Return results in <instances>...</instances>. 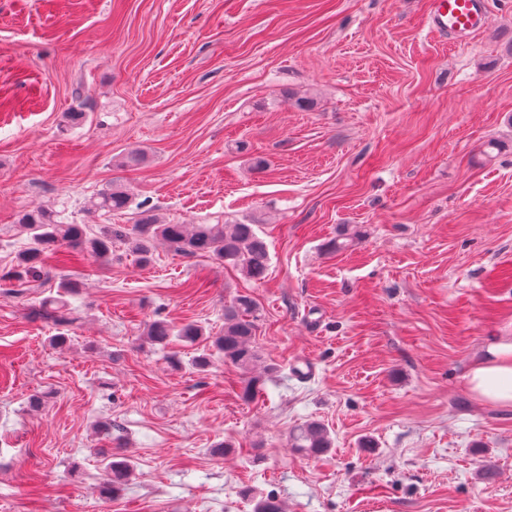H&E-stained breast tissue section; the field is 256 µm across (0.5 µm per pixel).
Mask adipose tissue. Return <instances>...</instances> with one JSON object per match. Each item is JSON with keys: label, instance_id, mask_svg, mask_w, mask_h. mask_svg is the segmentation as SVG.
Instances as JSON below:
<instances>
[{"label": "adipose tissue", "instance_id": "adipose-tissue-1", "mask_svg": "<svg viewBox=\"0 0 512 512\" xmlns=\"http://www.w3.org/2000/svg\"><path fill=\"white\" fill-rule=\"evenodd\" d=\"M471 394L480 402L512 407V337L487 345L465 376Z\"/></svg>", "mask_w": 512, "mask_h": 512}]
</instances>
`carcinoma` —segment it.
I'll return each mask as SVG.
<instances>
[{"mask_svg": "<svg viewBox=\"0 0 512 512\" xmlns=\"http://www.w3.org/2000/svg\"><path fill=\"white\" fill-rule=\"evenodd\" d=\"M132 203V194L121 184H114L89 202L90 212H120ZM18 224L26 233L28 247L18 253L15 268L5 274L11 287L25 291L46 275L45 268L58 258L56 251L63 248L72 257L87 252L97 258L112 253V245L124 243L146 265L152 260L156 244L161 242L176 255L207 256L237 270L245 279L260 283L268 273L269 253L265 241L252 224H165L143 211L134 224H108L90 237L84 224H66L50 217L42 208L23 213ZM41 307L47 317L57 325L75 321L74 311L62 300L45 299ZM257 306L248 295L236 296L224 306V333L213 337L212 346L224 362L241 373L240 397L255 400L264 390L266 379L277 373V367L262 365L261 353L255 344ZM203 329L194 323L175 325L164 320L148 324L145 336L152 345L166 347L176 337L195 343ZM289 445L307 457H318L332 447V438L325 426L311 421L289 434ZM131 474L126 459L112 458L105 467L102 492L116 493Z\"/></svg>", "mask_w": 512, "mask_h": 512, "instance_id": "obj_1", "label": "carcinoma"}]
</instances>
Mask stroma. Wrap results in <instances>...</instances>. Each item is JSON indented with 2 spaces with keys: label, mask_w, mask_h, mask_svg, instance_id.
I'll list each match as a JSON object with an SVG mask.
<instances>
[{
  "label": "stroma",
  "mask_w": 512,
  "mask_h": 512,
  "mask_svg": "<svg viewBox=\"0 0 512 512\" xmlns=\"http://www.w3.org/2000/svg\"><path fill=\"white\" fill-rule=\"evenodd\" d=\"M432 5L0 0V276L27 210L134 223L86 211L115 183L172 224L255 225L270 257L253 283L119 244L0 287V512H253L246 489L286 512H512V408L465 384L512 336V0L466 36L431 32ZM63 280L59 348L32 310ZM239 294L278 368L249 403L233 366L193 363ZM156 319L205 336L150 345ZM308 421L334 440L317 459L287 445ZM110 454L132 466L114 497Z\"/></svg>",
  "instance_id": "obj_1"
}]
</instances>
